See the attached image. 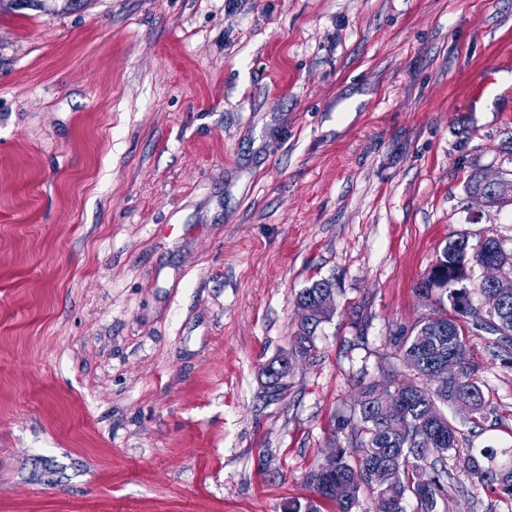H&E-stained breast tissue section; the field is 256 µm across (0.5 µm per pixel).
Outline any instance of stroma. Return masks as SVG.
Listing matches in <instances>:
<instances>
[{
	"label": "stroma",
	"mask_w": 512,
	"mask_h": 512,
	"mask_svg": "<svg viewBox=\"0 0 512 512\" xmlns=\"http://www.w3.org/2000/svg\"><path fill=\"white\" fill-rule=\"evenodd\" d=\"M512 0H88L0 6V512H283L450 236L504 238ZM316 356L265 398L299 294ZM512 448V367L471 342ZM333 289L327 282H316L305 288L297 299L301 310V322L292 340L291 352L270 361L264 369L266 377L265 394L270 400L279 399L287 388L288 374L283 372V362L296 359H309L314 355V331L318 324L328 319L334 310Z\"/></svg>",
	"instance_id": "stroma-1"
}]
</instances>
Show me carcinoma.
<instances>
[{
	"label": "carcinoma",
	"mask_w": 512,
	"mask_h": 512,
	"mask_svg": "<svg viewBox=\"0 0 512 512\" xmlns=\"http://www.w3.org/2000/svg\"><path fill=\"white\" fill-rule=\"evenodd\" d=\"M62 2V9L80 6L83 0H11L17 9L47 11ZM485 177L476 174L470 194H483L495 206L512 199V193L484 192ZM493 258L508 282L494 288L485 281L468 287L472 265ZM445 269L439 277L431 267L417 288L423 298L436 296L439 308L393 338V345L413 378L378 390L361 386L352 414L348 445L333 449L307 482L320 499L337 512H356L360 497L370 496L373 512H407V501L416 502V512H447L452 501L454 474L447 468L448 453L455 452L456 469L472 487V495L494 494L512 502V448L460 449L466 441L457 421L476 425L492 413L480 384V366L471 357L468 343L489 337L496 348L512 355V250L503 241L487 237L476 244L460 233L448 240L438 257ZM479 295V303L472 301ZM333 289L316 282L297 299L301 322L292 340L291 352L270 361L264 369L265 394L279 399L287 388L283 363L298 357L308 359L315 350L314 331L334 310ZM454 409L460 419L440 409Z\"/></svg>",
	"instance_id": "1"
}]
</instances>
